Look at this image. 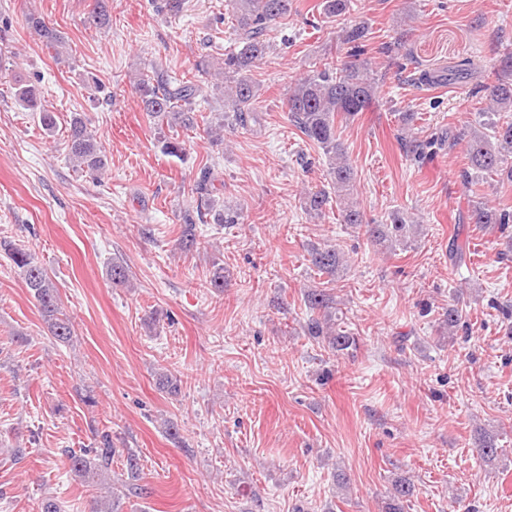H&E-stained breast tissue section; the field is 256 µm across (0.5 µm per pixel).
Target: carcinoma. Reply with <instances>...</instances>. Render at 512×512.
<instances>
[{"label": "carcinoma", "instance_id": "cac0c4a2", "mask_svg": "<svg viewBox=\"0 0 512 512\" xmlns=\"http://www.w3.org/2000/svg\"><path fill=\"white\" fill-rule=\"evenodd\" d=\"M294 0H231L233 10V36L235 47L224 54V66L215 74L213 87L222 91L224 106L234 113L236 124L244 128L254 119L256 111V88L250 77L251 68L268 48L267 33L279 20L287 17L293 9ZM351 0H323L322 10L326 16H339L349 11ZM28 27L55 51L57 59H62L65 40L62 34L48 26L37 14L26 15ZM110 14L103 0L96 4L88 16L89 25L103 28L109 24ZM366 29L355 25L336 41L337 46H350L351 59L341 63H328L300 79L288 90L287 107L291 120L306 138L318 145L328 162L336 204L340 206L342 222L366 226V234L371 241L393 249L402 244L409 235L416 232L414 225L406 223V218L395 214L389 224H365L363 214L351 201L356 189L355 173L347 157V148L338 134L336 122L355 119L367 111L376 99L379 79L366 60H359L363 52ZM495 82L482 87L490 106L479 112L478 126L464 136L465 166L460 178L467 189L479 185L488 178L512 184V119L503 114L512 112V51L506 53L494 69ZM136 89L143 110L158 123L194 126L193 112L197 102H208L206 90L195 81L175 78L154 72L151 76H141ZM19 104L30 110L38 108V91L32 84H21L16 90ZM404 153L420 160L426 156L430 143L415 136L400 137ZM69 160L75 167L90 173L105 169L106 159L101 147L88 127L86 117L81 113L72 115L67 134ZM212 175L210 168L200 171L195 180L194 191L198 194L196 208L185 212L182 227V242L186 249L197 244V224L203 222L204 212H214L215 223L236 224L238 215L232 209L217 208L211 197ZM330 193L325 190L311 192L306 197V211L318 214L330 203ZM472 218L476 224H497L504 230L512 224V209L497 207L489 200H481L472 205ZM14 268L18 271L29 294L36 303L48 332L60 343L70 342L73 326L63 311L59 290L47 269L35 257L17 247L9 249ZM311 264L318 272L331 278L342 270L344 256L333 247L315 248L311 252ZM309 309L325 311L331 308L333 297L326 288H311L305 295ZM462 313L453 305L443 314L442 329L453 335L461 326ZM306 331L314 339L322 338L334 352L357 347V338L339 324L332 322L329 315L312 317ZM159 390L175 396L180 391V379L163 372L157 377ZM474 447L480 458L491 462L499 454L496 442L489 436L479 434L474 437ZM119 449L112 447L109 434L102 435L101 445L92 458L73 455L70 468L93 487L106 490L103 506L94 507V512H121L118 494L112 488V458ZM127 481L123 486L131 494L139 490L140 464L136 454L129 451L125 456ZM415 485L400 477L392 484V491L385 503L384 512H404L405 503L414 495Z\"/></svg>", "mask_w": 512, "mask_h": 512}]
</instances>
